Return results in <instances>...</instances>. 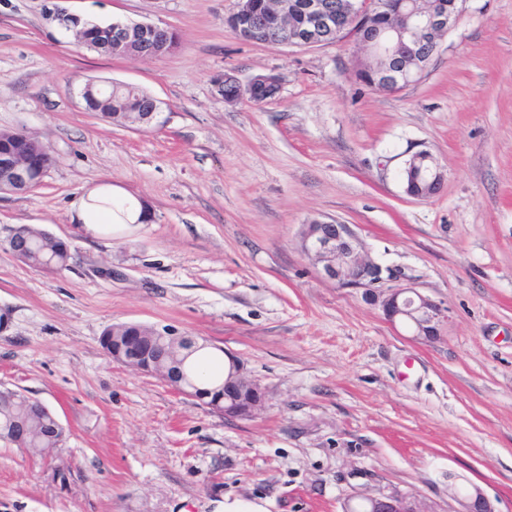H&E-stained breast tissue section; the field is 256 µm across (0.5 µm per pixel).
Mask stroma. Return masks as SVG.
I'll return each instance as SVG.
<instances>
[{"mask_svg":"<svg viewBox=\"0 0 512 512\" xmlns=\"http://www.w3.org/2000/svg\"><path fill=\"white\" fill-rule=\"evenodd\" d=\"M157 23L160 59L85 48L47 19ZM237 0H0V132L49 146L36 188L0 193V387L45 403L63 443L0 440V512H344L366 496L458 512L479 488L512 512V0H465L421 77L396 92L352 71L347 39H239ZM276 73L277 98L224 100V75ZM161 102L160 125L86 109L88 81ZM428 151L444 173L400 179ZM109 183L148 221L85 233L71 203ZM350 224L363 255L448 309L435 340L389 324L362 291L323 280L302 224ZM30 225L63 240L61 270L8 247ZM171 328L236 355L264 390L227 419L160 377L112 362L106 328ZM66 479H57L56 469ZM410 179L404 185L405 175ZM405 193L417 199L429 198L437 194L444 181V174L426 151L414 153L401 171ZM416 185L419 190L414 189Z\"/></svg>","mask_w":512,"mask_h":512,"instance_id":"stroma-1","label":"stroma"}]
</instances>
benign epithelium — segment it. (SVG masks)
<instances>
[{
  "instance_id": "7a95c632",
  "label": "benign epithelium",
  "mask_w": 512,
  "mask_h": 512,
  "mask_svg": "<svg viewBox=\"0 0 512 512\" xmlns=\"http://www.w3.org/2000/svg\"><path fill=\"white\" fill-rule=\"evenodd\" d=\"M371 0L366 7L358 0L348 5L349 17L336 12L330 0H280V5L304 15L306 24L301 28L281 26L273 36L265 37L269 45L310 47L333 44L353 37L372 54L389 59L387 68L377 73V82L403 88L415 82L424 71L411 69L408 58H431L439 44L432 35L448 31L459 15L462 0ZM385 10L401 14L404 23L391 29L377 23ZM48 19L66 31L74 30L81 37L80 43L90 49H105L112 56L132 59H155L157 49L167 43L171 28L146 22H112L96 25L94 29L82 27L83 18L56 7L48 10ZM28 153L7 147L0 150V192H27L42 180L53 164L50 149L41 141L27 139ZM43 159L41 176L34 177L31 161ZM409 175L404 185L405 193L417 199L437 194L444 181V174L426 151L414 153L407 160L401 175ZM302 250L316 264L318 273L342 288H360L366 298L381 307L392 324H404L413 335L433 340L440 335L447 322V310L415 288H390L384 284L394 278V273L359 253V240L350 225L334 218L315 219L301 231ZM229 372L224 378V406L217 412L229 417L247 419L261 406L265 395L258 383L250 379L241 362L232 354H225ZM112 361L131 367L144 374H154L159 363L156 354L147 349L142 336L126 337L123 348L112 351ZM461 512H497L491 500L476 489L461 500ZM362 508L367 512H419L414 499L404 494L372 496L364 499Z\"/></svg>"
}]
</instances>
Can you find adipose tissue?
Returning <instances> with one entry per match:
<instances>
[{
  "label": "adipose tissue",
  "mask_w": 512,
  "mask_h": 512,
  "mask_svg": "<svg viewBox=\"0 0 512 512\" xmlns=\"http://www.w3.org/2000/svg\"><path fill=\"white\" fill-rule=\"evenodd\" d=\"M76 216L87 231L98 232L101 225L144 223L147 210L144 203L112 185L90 187L74 204Z\"/></svg>",
  "instance_id": "obj_1"
}]
</instances>
